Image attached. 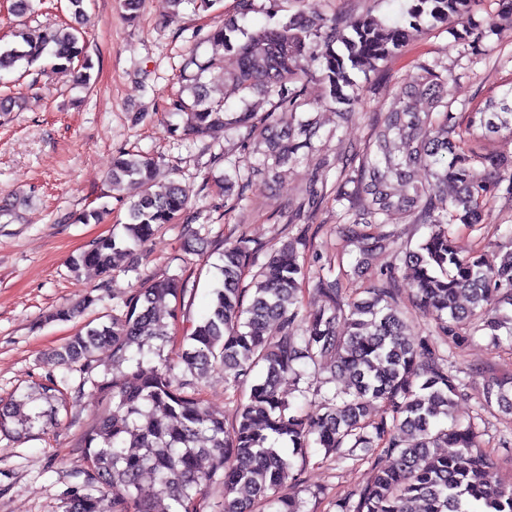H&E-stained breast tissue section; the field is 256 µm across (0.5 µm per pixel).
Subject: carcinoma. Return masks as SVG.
<instances>
[{"instance_id":"carcinoma-1","label":"carcinoma","mask_w":512,"mask_h":512,"mask_svg":"<svg viewBox=\"0 0 512 512\" xmlns=\"http://www.w3.org/2000/svg\"><path fill=\"white\" fill-rule=\"evenodd\" d=\"M474 2L412 0L407 27L370 16L332 18L312 27L291 16L241 42L235 40L236 23L226 21L208 42L215 52L233 53V83L245 94L267 98L270 109L260 119L247 107L229 111L199 82L213 60L201 62L192 55L183 67L197 68L187 86L192 102L180 97L173 110L189 116V130L197 135L222 126L244 128L248 137L265 140L268 152L249 167L248 176L269 172L314 148L318 129L309 120L296 121L307 102L295 86L302 60L314 48H319L328 98L350 105L354 95L346 89L354 88L352 71L374 69L396 55L409 28L426 18L465 22ZM14 37L0 50V70L20 62L29 66L48 53L59 69L78 67L76 84L92 89L94 63L77 27L68 24L35 40L17 30ZM419 70L417 80L400 87L379 113L369 137L340 158L345 182L354 185L355 203L345 207L342 220L346 238L358 248L357 265L392 252L403 266L380 270L361 297L345 295L333 268L323 270L315 284L317 303L308 308L299 297L306 270L297 241L274 250L250 287L243 285L245 273L261 247L243 236L224 245L211 306L183 337L178 359L184 374L196 380L214 363L224 365L225 380L235 385L259 370L229 429L224 415L185 391L171 366L130 355L134 346L141 355L156 340L169 342L170 324L158 303L184 294L181 279L145 283L126 298L121 315L85 324L66 351L90 369L96 349L112 348V377L92 385L118 413L103 417L86 435L85 458L91 466L83 468L84 485L71 490L67 512H154L159 499L169 500L172 512H207L206 493L213 484L223 489L218 512H261L267 502L276 504L275 512H301L293 458L313 444L339 458L357 448H378L387 459L386 465L374 466L371 482L341 512H512V486L497 481L473 424L443 425L463 381L448 369L439 348L408 334L398 296L402 274L414 288L416 308L430 317L439 336L458 339L469 329L495 339L503 328L512 334V248L491 267L479 251L461 250L452 231L455 224L486 223L488 195L512 201V155L480 152L488 135L512 134V81L501 95L457 114L446 99L448 74L426 62ZM415 97L430 100L435 111H416ZM156 166L155 158L143 154L123 152L113 158L112 188L136 190L123 224L125 236L99 239L71 260L72 272L93 266L111 275L118 258L131 254L129 244L147 242L157 226L186 211L189 191L180 182L171 181L163 194L151 191ZM417 168L430 180L414 179ZM448 184L456 187L451 197L440 193ZM325 195L326 182L318 178L306 187L303 206L314 212ZM396 220L428 224L430 233L416 248H401L386 230ZM272 323L278 325L275 337L268 334ZM328 359L348 373V389L334 392L316 410L292 408L281 382L302 379L300 361L318 369ZM132 360L135 365L123 370ZM376 401L386 414L378 422L368 417ZM485 404L511 416L512 377L487 384ZM65 406L59 386H32L0 403V433L25 438L36 429L43 432ZM282 443L292 448V457L284 455ZM447 447L454 452H441Z\"/></svg>"}]
</instances>
